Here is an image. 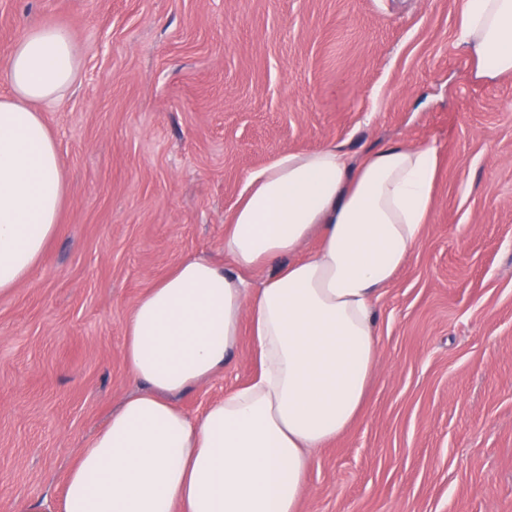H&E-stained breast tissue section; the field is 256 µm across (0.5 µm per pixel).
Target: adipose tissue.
Instances as JSON below:
<instances>
[{
  "label": "adipose tissue",
  "instance_id": "ef3b65f1",
  "mask_svg": "<svg viewBox=\"0 0 512 512\" xmlns=\"http://www.w3.org/2000/svg\"><path fill=\"white\" fill-rule=\"evenodd\" d=\"M457 40L475 76L512 74V0H464ZM79 75L67 29L29 26L6 56L0 95V295L28 278L66 194L39 107ZM437 152L392 145L359 164L327 144L254 171L227 220L225 269L181 260L124 326L127 398L69 470L61 512H298L309 451L359 414L379 360L375 316L422 239ZM319 236V246H301ZM260 281L247 275L261 268ZM258 372L198 416L178 396L223 372L241 329Z\"/></svg>",
  "mask_w": 512,
  "mask_h": 512
}]
</instances>
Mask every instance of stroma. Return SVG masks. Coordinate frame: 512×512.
<instances>
[{"mask_svg":"<svg viewBox=\"0 0 512 512\" xmlns=\"http://www.w3.org/2000/svg\"><path fill=\"white\" fill-rule=\"evenodd\" d=\"M464 0H0L76 39L42 105L66 195L30 277L0 296V512H54L69 468L144 385L123 327L284 150L438 155L422 241L377 305L365 404L311 452L299 512H512V74L476 79ZM255 374L249 336L187 413Z\"/></svg>","mask_w":512,"mask_h":512,"instance_id":"obj_1","label":"stroma"}]
</instances>
